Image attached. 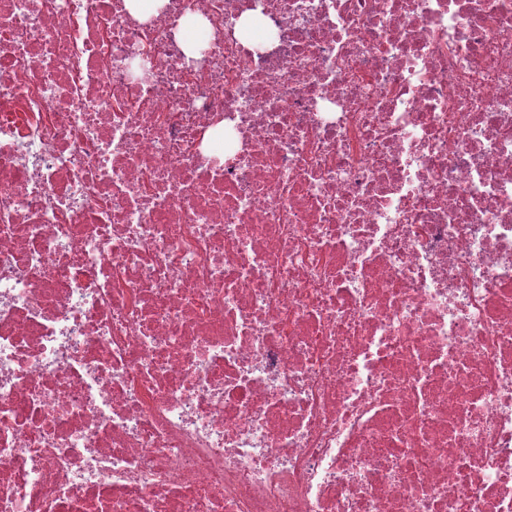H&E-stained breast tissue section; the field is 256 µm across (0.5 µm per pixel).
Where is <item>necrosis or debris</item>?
<instances>
[{"mask_svg": "<svg viewBox=\"0 0 512 512\" xmlns=\"http://www.w3.org/2000/svg\"><path fill=\"white\" fill-rule=\"evenodd\" d=\"M0 512H512V0H0Z\"/></svg>", "mask_w": 512, "mask_h": 512, "instance_id": "necrosis-or-debris-1", "label": "necrosis or debris"}]
</instances>
